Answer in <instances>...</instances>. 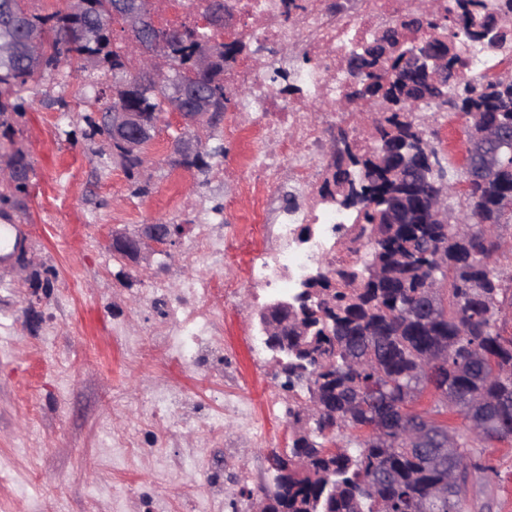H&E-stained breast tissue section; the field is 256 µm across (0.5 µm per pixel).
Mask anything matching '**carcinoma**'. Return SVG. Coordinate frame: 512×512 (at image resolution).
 <instances>
[{"mask_svg": "<svg viewBox=\"0 0 512 512\" xmlns=\"http://www.w3.org/2000/svg\"><path fill=\"white\" fill-rule=\"evenodd\" d=\"M107 2L83 0L77 10L39 15L25 0H0V30L19 40L39 34L46 71L126 67L124 44L112 37L120 20L105 10ZM433 12L444 22L405 41L438 55L442 71L405 68L395 30L359 45L349 59L352 97L374 100L380 111L371 118L370 149L356 155L344 144L326 187L336 205L353 211L370 245L355 266L307 281L292 296L288 333L265 342L288 371L281 388L294 394L285 410L291 447L273 475L270 512H468L471 481L492 470L475 461L478 449L512 439V334L500 318L512 307V261H501L502 231L512 225L505 194L512 152H501L498 181L452 195V207L482 222L443 224L426 204L429 183L416 181L433 161L438 169L430 178L445 176L442 157L414 115L418 102L448 105L469 128L489 118L512 130V75L488 80L467 72L456 34L448 33L458 12L468 40L500 47L512 40V27L501 20L512 13V0H500L496 12L484 0H456L451 10L435 3ZM199 39L215 42L219 56L208 72L194 67ZM247 49L242 40L219 43L186 28L172 36L169 57L179 82L206 91L222 112L236 96L224 89V58L234 61ZM36 75L22 54L0 59V128L10 130L25 112L21 92ZM120 104L157 117L172 101L163 88L145 96L133 86L103 111ZM1 164L32 171L20 148L1 154ZM4 188L0 204L22 208L27 184ZM392 202L404 209L401 224L388 223ZM428 297L434 311L421 316L416 309ZM380 411L408 425L435 418L454 469L438 468L411 447L404 429L381 438L363 432ZM450 414L462 417V427L448 425Z\"/></svg>", "mask_w": 512, "mask_h": 512, "instance_id": "carcinoma-1", "label": "carcinoma"}]
</instances>
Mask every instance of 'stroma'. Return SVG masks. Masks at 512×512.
Here are the masks:
<instances>
[{
  "instance_id": "35a3bbf8",
  "label": "stroma",
  "mask_w": 512,
  "mask_h": 512,
  "mask_svg": "<svg viewBox=\"0 0 512 512\" xmlns=\"http://www.w3.org/2000/svg\"><path fill=\"white\" fill-rule=\"evenodd\" d=\"M112 73L73 67L35 77L24 93L26 112L12 139L32 161L24 210L14 212L26 239L30 273L0 271V512H198L209 489L257 490L270 483L269 453L288 445L285 420L266 423L265 441L241 438L250 475L239 478L224 456V416L216 396L224 365L203 371L169 360L150 330L156 313L147 299L153 281L180 287L188 278L223 271L193 262L188 246L197 231V209L206 204L216 225L228 212L232 185L224 159L212 157L208 172L175 169L168 162L179 130L162 115L150 148L151 162L127 177L99 137L87 135L84 117L97 110L96 92L110 91ZM179 189H172L173 175ZM147 194H140V187ZM153 221L183 225L170 257L131 269L110 248L112 233ZM254 304L232 316L221 337L232 351L239 392L262 402L277 389L271 360L253 361ZM139 330L137 342L113 334V323ZM181 391L183 420L166 424L145 417L156 387ZM214 415L215 437L195 433V419ZM157 444L177 461L157 474L147 458L112 461L113 419ZM492 466L470 496L488 512H512V442L493 441L480 454Z\"/></svg>"
}]
</instances>
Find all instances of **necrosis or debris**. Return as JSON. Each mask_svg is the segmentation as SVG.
Listing matches in <instances>:
<instances>
[{
  "label": "necrosis or debris",
  "instance_id": "obj_1",
  "mask_svg": "<svg viewBox=\"0 0 512 512\" xmlns=\"http://www.w3.org/2000/svg\"><path fill=\"white\" fill-rule=\"evenodd\" d=\"M231 16L218 37L279 48L266 66L245 56L226 71L224 82L240 90L224 136L236 146L224 163L236 182L228 202L234 224L227 235L200 223L193 242L196 261L236 273L216 284L198 277L178 291L165 283L151 288L168 303L155 335L168 357L209 366L223 350L214 343L226 323L210 307L216 291L232 311L241 291L254 296L292 294L317 272L357 264L367 246L351 212L322 192L331 170L333 136L347 135L360 148L370 141L358 128L347 95L353 83L347 60L358 44L398 27L413 0H227ZM205 0H159L157 21L169 28H207ZM296 94L282 93V84ZM321 112H311L312 104ZM238 373H224V417L263 438L253 402L235 390Z\"/></svg>",
  "mask_w": 512,
  "mask_h": 512
}]
</instances>
